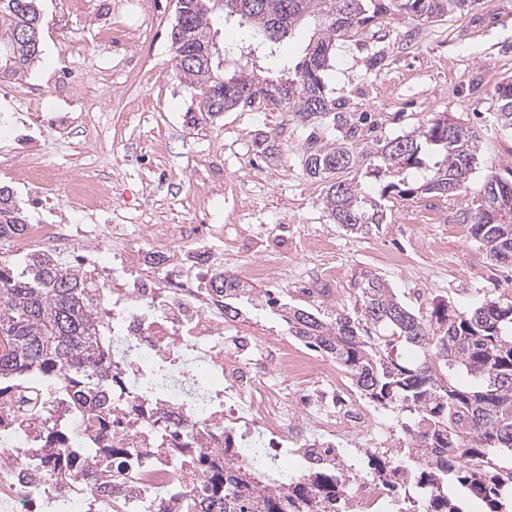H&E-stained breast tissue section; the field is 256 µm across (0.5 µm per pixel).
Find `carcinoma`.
I'll list each match as a JSON object with an SVG mask.
<instances>
[{
    "label": "carcinoma",
    "mask_w": 512,
    "mask_h": 512,
    "mask_svg": "<svg viewBox=\"0 0 512 512\" xmlns=\"http://www.w3.org/2000/svg\"><path fill=\"white\" fill-rule=\"evenodd\" d=\"M170 38L176 67L200 91V114L264 102L285 112L306 133L302 166L306 176L328 184L323 200L329 215L346 229L368 234L385 223L382 200L415 192L456 195L475 170L480 136L438 113L406 134L356 141L357 122L347 101L328 95L325 72L336 41L390 10L412 21L467 14L480 0H224V19L239 17L264 32L281 22L293 33L307 22L312 35L304 59L288 77L262 74L263 51L280 42L264 40L224 59L233 73L200 55L209 45L214 3L177 0ZM0 76L18 80L40 58L38 0H0ZM288 85V103L281 89ZM498 120L512 128V82L494 90ZM279 132L254 141L265 158L278 157ZM483 202L456 216L471 225L475 240L497 263L512 267V182L489 175ZM25 220L9 190L0 187V238L23 233ZM210 287L224 303V320L239 322V304H257L258 294L234 276L214 275ZM350 305L328 319L309 309L280 305L288 334L338 365L365 399L398 409L408 419L407 456L394 466L379 453L369 457L371 474L393 487L391 501L413 498V512H465L448 498V482L484 504L483 512H512V301L485 298L471 310L456 312L441 301L422 315L406 308L382 276L363 270L354 279ZM95 288L58 259L35 254L22 270L0 260V381L29 372L69 376V408L112 413V375L96 336ZM401 341L415 348L407 359L393 358L388 346ZM112 469V512H132L127 474L137 459L134 448H85ZM224 443V460L200 455L203 479L179 495L180 512H348L347 490L336 471L319 467L295 477L279 470L261 448L249 464ZM43 457L70 472L68 448H45Z\"/></svg>",
    "instance_id": "cac0c4a2"
}]
</instances>
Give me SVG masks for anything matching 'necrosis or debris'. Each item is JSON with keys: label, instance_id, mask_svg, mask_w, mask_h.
<instances>
[{"label": "necrosis or debris", "instance_id": "obj_1", "mask_svg": "<svg viewBox=\"0 0 512 512\" xmlns=\"http://www.w3.org/2000/svg\"><path fill=\"white\" fill-rule=\"evenodd\" d=\"M83 236L78 224H31L11 246L64 255ZM178 236L174 227L151 226L146 244L122 238L108 251L90 248L81 258L83 273L98 286L97 308L109 328L99 344L112 359L113 403L147 409L143 418L123 429L104 420L77 418L82 447L117 443L137 449L138 463L130 475L138 499L164 502L167 512H176L177 501L162 494L187 487L196 469L154 454L158 412L192 421L193 447L219 458L228 423L258 430L280 454L311 464L335 461L337 439L375 437L376 425L352 385L327 373L322 362L255 336L239 335L234 344H226L228 327L209 286L207 253L200 248L181 258L175 247ZM163 369L204 386L210 400L189 405L153 386ZM277 374L284 384L274 382ZM27 383L48 403L24 418L13 392L0 395V502L24 503L27 512H53L58 491L65 488L72 512H84L89 503L96 512H112L111 498L98 493L102 472L95 459L77 457L73 476L64 482L41 462L40 437L59 418L51 405L57 391L35 373Z\"/></svg>", "mask_w": 512, "mask_h": 512}]
</instances>
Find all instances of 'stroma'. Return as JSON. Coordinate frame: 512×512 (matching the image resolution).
<instances>
[{
  "label": "stroma",
  "instance_id": "1",
  "mask_svg": "<svg viewBox=\"0 0 512 512\" xmlns=\"http://www.w3.org/2000/svg\"><path fill=\"white\" fill-rule=\"evenodd\" d=\"M42 57L25 77L0 82V185L8 186L31 224H83L89 246L108 249L100 227L142 224L183 228L180 245L204 241L229 275L267 257L282 277L256 283L281 302L328 315L348 300L355 275L378 272L407 306L428 312L439 301L466 311L484 297L512 300V269L492 261L470 230L453 235L457 213L477 207L488 173L512 180V129L497 120L493 90L512 77V0H488L468 14L413 22L399 12L377 16L337 41L326 82L331 97L368 115L360 142L394 137L439 112L481 136L478 164L455 196L392 197L388 218L369 235L336 224L324 184L301 163L305 135L282 112L244 107L197 123L198 97L175 69L170 30L176 0H88L79 16L61 0H41ZM120 41L102 46L99 29ZM382 65H374L375 55ZM280 133V157L258 156L254 140ZM31 158L64 176L94 180L111 203L82 212L64 192L45 194L17 180L13 165ZM208 224H231L236 241L203 238ZM326 238L331 249H303ZM395 255L397 264L386 262ZM339 278H321L325 267ZM243 333L304 350L273 308L250 310Z\"/></svg>",
  "mask_w": 512,
  "mask_h": 512
}]
</instances>
